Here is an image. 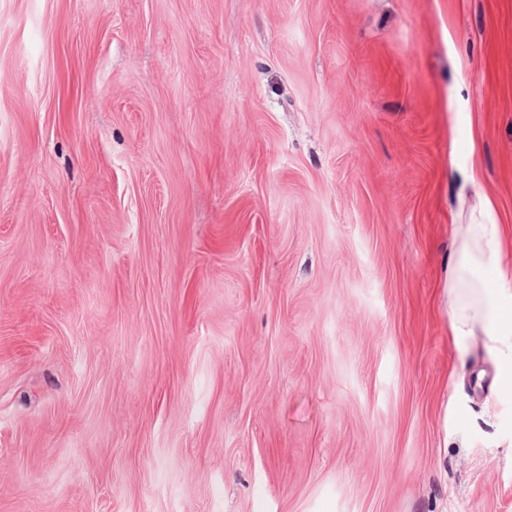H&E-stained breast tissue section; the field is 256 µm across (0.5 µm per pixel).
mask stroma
<instances>
[{
    "mask_svg": "<svg viewBox=\"0 0 512 512\" xmlns=\"http://www.w3.org/2000/svg\"><path fill=\"white\" fill-rule=\"evenodd\" d=\"M477 189L512 0H0V512H512ZM466 224L454 223L458 259L448 264L450 332L459 348L483 336L497 358L502 392H512V272L503 264L505 229L492 199L477 191Z\"/></svg>",
    "mask_w": 512,
    "mask_h": 512,
    "instance_id": "35a3bbf8",
    "label": "stroma"
}]
</instances>
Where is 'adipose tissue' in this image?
<instances>
[{
	"mask_svg": "<svg viewBox=\"0 0 512 512\" xmlns=\"http://www.w3.org/2000/svg\"><path fill=\"white\" fill-rule=\"evenodd\" d=\"M504 234L492 199L478 193L455 227L458 257L448 266V308L455 344L463 349L483 336L497 359L501 391L512 392V270L503 264Z\"/></svg>",
	"mask_w": 512,
	"mask_h": 512,
	"instance_id": "ef3b65f1",
	"label": "adipose tissue"
}]
</instances>
